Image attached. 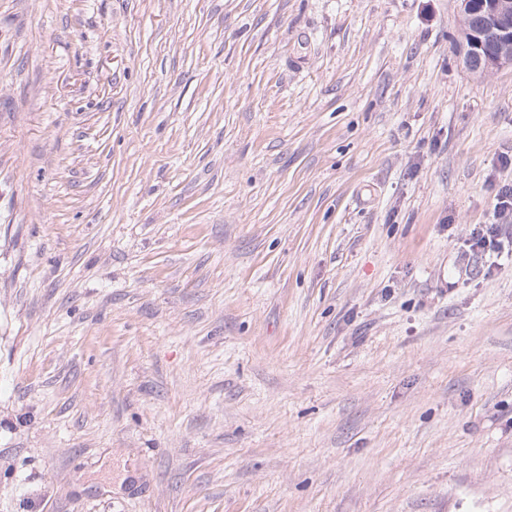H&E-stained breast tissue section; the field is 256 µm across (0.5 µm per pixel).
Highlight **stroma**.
<instances>
[{"label":"stroma","instance_id":"stroma-1","mask_svg":"<svg viewBox=\"0 0 512 512\" xmlns=\"http://www.w3.org/2000/svg\"><path fill=\"white\" fill-rule=\"evenodd\" d=\"M454 0H0V512H512V68ZM469 1L455 0L463 25L456 53L466 71L490 77L512 66V0H480L476 13ZM477 14L484 18L482 26Z\"/></svg>","mask_w":512,"mask_h":512}]
</instances>
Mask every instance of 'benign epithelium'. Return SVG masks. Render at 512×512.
<instances>
[{
    "label": "benign epithelium",
    "instance_id": "1",
    "mask_svg": "<svg viewBox=\"0 0 512 512\" xmlns=\"http://www.w3.org/2000/svg\"><path fill=\"white\" fill-rule=\"evenodd\" d=\"M463 29L456 53L463 68L490 77L512 66V0H481L477 14H472L469 0H455Z\"/></svg>",
    "mask_w": 512,
    "mask_h": 512
}]
</instances>
